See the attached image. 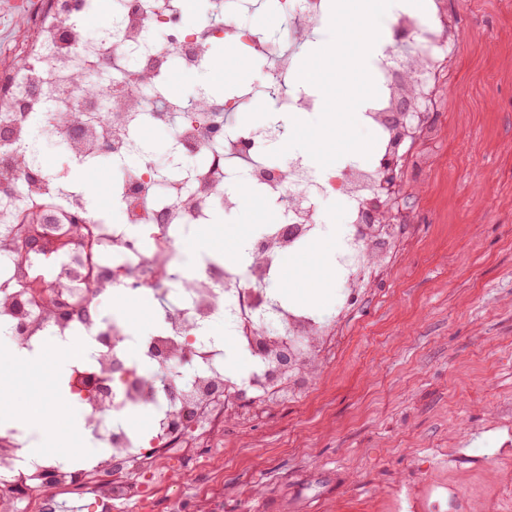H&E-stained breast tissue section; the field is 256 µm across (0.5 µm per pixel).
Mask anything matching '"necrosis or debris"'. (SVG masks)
I'll return each instance as SVG.
<instances>
[{"mask_svg":"<svg viewBox=\"0 0 512 512\" xmlns=\"http://www.w3.org/2000/svg\"><path fill=\"white\" fill-rule=\"evenodd\" d=\"M255 2L283 19L278 36L246 23L243 0H213L206 19L190 22L179 6L115 0L112 19L120 27L115 38L86 30L83 16L91 0H42L37 51L24 69L0 83V128L5 131L0 137V225L13 224L16 214L46 198L81 222L79 229L63 233L68 251L30 258L31 273L44 278L52 294L49 307L14 274L18 242L0 243V332L16 349L28 351L45 349L51 340L93 337L94 349L70 363L68 381L89 388L102 380L112 385L111 394L80 400L98 446L81 463L60 452L27 459L21 432L0 431V465L7 469L0 476V512H49L56 499L88 487L98 490L104 512L116 500L129 512H150L139 471L162 469L174 448L214 447L222 435L231 404L216 399L213 387L227 382L246 387L253 394L251 407L268 415L311 384L305 371L288 382L269 383L260 359L247 372L232 371L223 345L202 335L210 321L224 319L234 345L248 354L273 341L308 336L312 344L305 362L311 365L332 346L323 321L268 290L281 258L319 236L317 200L336 195L347 208L336 252L345 296L363 290L369 265L381 264L388 247L407 239L410 219L379 226L366 223L363 211L381 190V167L397 138L416 145L439 135L431 114L440 101L438 77L453 43L447 0H426L419 14L395 8L388 15L391 43L375 62L378 96L360 121L376 138L370 160L322 171L290 157L284 179L265 155L267 141L282 137L283 125L249 129L240 125L239 115L267 95L287 112L320 110L318 96L292 82L294 55L288 45L325 34L328 20L322 0ZM217 38L233 48L245 46L263 62L271 75L264 91L251 88L231 102L210 97L200 103L158 94V85L204 69ZM407 50L420 83L416 111L399 129L389 116L403 93L395 67ZM77 74L89 83L111 80V98L79 93L73 82ZM146 124L170 130L178 151L200 157L199 170L215 172V179H200L198 170L186 172L178 162L146 154L136 165H125L126 157L138 154L136 134ZM39 134L60 142L72 166L88 168L101 157L119 163L110 192L121 222L112 223L92 208L68 171L43 167L33 172L20 165L19 149ZM235 178L278 207L282 221L264 225L251 239L246 267L232 270L211 262L187 267L184 243L192 227L209 223L215 209L237 210L244 204L242 194L224 187ZM141 289L152 291L161 321L154 334L142 338L123 313L108 318L98 310L103 295ZM132 346L156 367L190 364L188 380L171 389L140 374L127 358ZM142 405L150 406L154 416L148 439L124 421L129 410Z\"/></svg>","mask_w":512,"mask_h":512,"instance_id":"4bbe7bcc","label":"necrosis or debris"}]
</instances>
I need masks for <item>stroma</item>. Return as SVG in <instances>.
I'll return each mask as SVG.
<instances>
[{
  "label": "stroma",
  "instance_id": "35a3bbf8",
  "mask_svg": "<svg viewBox=\"0 0 512 512\" xmlns=\"http://www.w3.org/2000/svg\"><path fill=\"white\" fill-rule=\"evenodd\" d=\"M456 28L429 163L405 173L413 236L388 272L338 312L340 277L292 302L335 324L311 387L268 417L226 421L208 465L172 451L155 512L182 489L223 512H512V0H448ZM0 11V76L30 36ZM231 85L200 74L182 97L267 85L263 65L225 51ZM37 382L10 377L13 415L46 407Z\"/></svg>",
  "mask_w": 512,
  "mask_h": 512
}]
</instances>
